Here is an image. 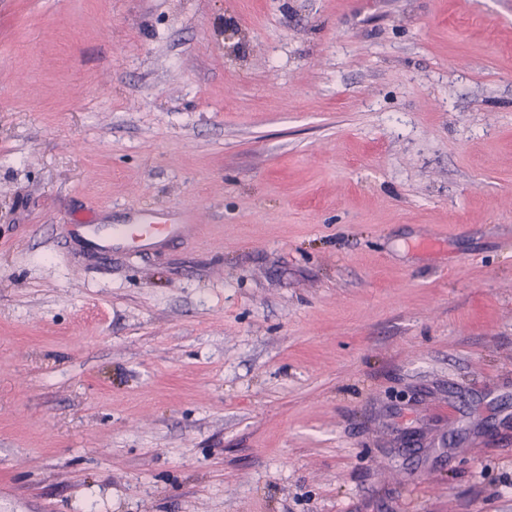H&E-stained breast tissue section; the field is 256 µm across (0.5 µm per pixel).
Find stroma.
Listing matches in <instances>:
<instances>
[{
	"label": "stroma",
	"mask_w": 512,
	"mask_h": 512,
	"mask_svg": "<svg viewBox=\"0 0 512 512\" xmlns=\"http://www.w3.org/2000/svg\"><path fill=\"white\" fill-rule=\"evenodd\" d=\"M0 512H512V0H0ZM82 222L66 224V238L79 240L87 253L101 259L129 249L149 252L166 240L185 236L194 228V224L182 223L175 214L147 209L129 215L122 224L100 223L98 214H91Z\"/></svg>",
	"instance_id": "obj_1"
}]
</instances>
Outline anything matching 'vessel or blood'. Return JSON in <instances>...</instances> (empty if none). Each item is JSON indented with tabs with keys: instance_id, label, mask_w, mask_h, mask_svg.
Here are the masks:
<instances>
[{
	"instance_id": "b4317fda",
	"label": "vessel or blood",
	"mask_w": 512,
	"mask_h": 512,
	"mask_svg": "<svg viewBox=\"0 0 512 512\" xmlns=\"http://www.w3.org/2000/svg\"><path fill=\"white\" fill-rule=\"evenodd\" d=\"M190 230V225L182 223L176 215L147 209L129 215L121 224L101 222L98 215L92 214L83 223L64 227L67 238L79 240L87 253L102 259L129 249L149 252L164 241L185 236Z\"/></svg>"
}]
</instances>
